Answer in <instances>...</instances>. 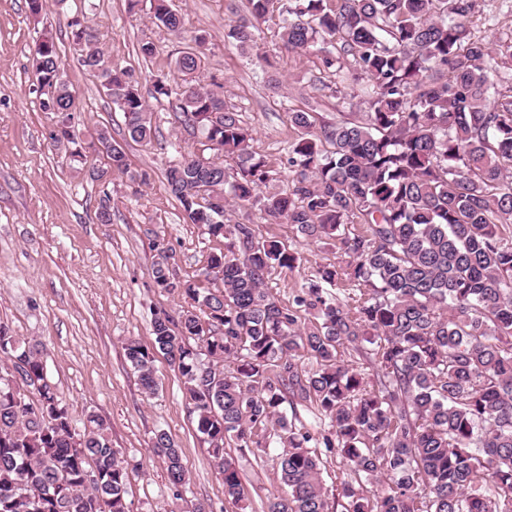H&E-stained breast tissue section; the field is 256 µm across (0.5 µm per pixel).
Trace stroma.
Listing matches in <instances>:
<instances>
[{
  "label": "stroma",
  "instance_id": "obj_1",
  "mask_svg": "<svg viewBox=\"0 0 512 512\" xmlns=\"http://www.w3.org/2000/svg\"><path fill=\"white\" fill-rule=\"evenodd\" d=\"M173 6L182 17L178 35L153 25L146 12L129 13L126 0H46L37 17L27 0H0V322L40 349L47 379L75 432H83L88 415H98L113 447L139 467L127 495L128 512H267L268 500L283 491L267 457L235 452L247 500L240 506L225 497L177 368L157 356L158 388L148 394L125 356L128 340L152 345L157 313L178 315L183 304L181 296L154 284L158 247L172 252L178 279L207 288V256L224 245L191 223L166 189L169 161L199 151L202 137L174 125L168 101L151 100L150 94L157 78L181 83L175 65L180 51L191 36L207 33L200 86L235 106L253 134V150L283 175L285 149L296 136L290 110L332 123L362 106L319 56L282 48L280 16L263 24L256 48L244 54L225 43L224 33L246 15L247 0H173ZM73 18L95 29L115 68L139 77L158 129L151 144L126 137L123 114L81 65L68 27ZM469 26L499 44L512 43V0H478ZM47 34L75 95L79 139L87 143L108 131L131 168L150 173L149 185L133 184L118 171L107 182L91 181L88 173L101 165L100 157H71L55 146L51 132L58 116L42 110L32 67L33 49ZM144 40L154 43V57L139 54ZM315 75L324 80L323 91L312 90ZM103 207L111 223L97 220ZM301 256L297 268L272 269L266 280L281 304H292L317 266L342 259L336 245L322 243L302 246ZM159 431L180 450L188 479L182 488L170 485L166 464L152 449Z\"/></svg>",
  "mask_w": 512,
  "mask_h": 512
}]
</instances>
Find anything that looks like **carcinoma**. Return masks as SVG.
<instances>
[{
    "mask_svg": "<svg viewBox=\"0 0 512 512\" xmlns=\"http://www.w3.org/2000/svg\"><path fill=\"white\" fill-rule=\"evenodd\" d=\"M248 2L249 16L229 26L225 41L250 52L277 11L286 49L318 51L339 72L341 59L354 60L352 80L367 79L359 89L367 112L331 125L291 112L293 176L288 190L261 196L277 173L252 150L238 112L197 83L207 35L176 59L183 83H154V98L176 99L175 121L199 131L216 155L206 166L192 154L169 162L166 188L224 249L204 271L222 288L205 291L168 280L169 250H157L154 282L185 306L176 318H154L151 346L126 343L142 389H157L156 354L177 366L224 494L236 503L244 486L226 449L272 447L286 492L267 512H333L337 502L345 512H512V236L503 234L512 224V85L494 79L495 56L512 58V44L471 32L476 0ZM149 4L151 23L180 31L172 0ZM95 41L92 33L81 48L82 65L123 112L128 137L151 142L156 129L138 78L114 68ZM33 67L46 84L56 79L53 39L36 46ZM73 101L65 82L41 106L67 112ZM112 168L150 183L124 153ZM210 185L224 204L210 202ZM229 207H256L308 244L336 239L349 261L318 266L295 306H284L265 280L276 266L295 267L296 247L225 223ZM343 281L358 287L351 304L324 288ZM345 346L369 360L372 378L344 359ZM0 362L22 363L32 381L13 391L11 371H0V512H128V463L106 422L91 415L76 436L39 349L2 324ZM286 403L313 406L330 432L318 438L289 424ZM153 448L169 482L185 485L168 435L156 433ZM319 448L349 471L332 496ZM368 484L381 488L367 495Z\"/></svg>",
    "mask_w": 512,
    "mask_h": 512,
    "instance_id": "cac0c4a2",
    "label": "carcinoma"
}]
</instances>
